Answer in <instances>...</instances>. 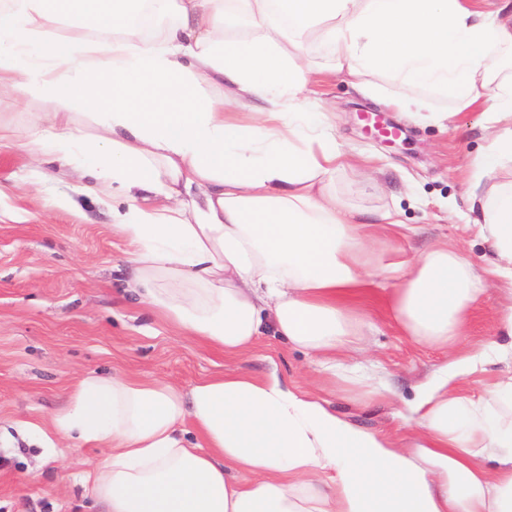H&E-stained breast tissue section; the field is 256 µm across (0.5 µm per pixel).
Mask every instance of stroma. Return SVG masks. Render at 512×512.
Wrapping results in <instances>:
<instances>
[{
	"label": "stroma",
	"mask_w": 512,
	"mask_h": 512,
	"mask_svg": "<svg viewBox=\"0 0 512 512\" xmlns=\"http://www.w3.org/2000/svg\"><path fill=\"white\" fill-rule=\"evenodd\" d=\"M323 112L336 115V140L351 153L337 172V196L367 215L396 210L411 234L394 243L422 251L442 240L463 249L477 268L488 264L487 245L467 217V175L486 142L485 115L449 113L438 122L358 93L343 75L314 84ZM38 101L0 99V124L14 130L0 145V512H107L85 474L108 451L91 444L64 455L28 437L27 423L51 427L70 405L73 383L85 376L121 374L158 381L181 390L211 376L236 371L261 377L278 370L300 389H315L317 366L304 351L273 335L248 352L232 356L186 336L129 298L124 261L127 241L112 227V200L86 192L91 174L47 179L50 157L34 160L25 132ZM397 125L395 140L369 133L364 113ZM373 156L374 166L356 160ZM501 297L496 287L471 309L463 350L483 346L494 334ZM365 315L374 325L367 357L378 367L393 402L357 404L344 393H328L337 411L366 427L397 431V411L448 355L403 336L376 308Z\"/></svg>",
	"instance_id": "35a3bbf8"
}]
</instances>
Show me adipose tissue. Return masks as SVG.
<instances>
[{
  "mask_svg": "<svg viewBox=\"0 0 512 512\" xmlns=\"http://www.w3.org/2000/svg\"><path fill=\"white\" fill-rule=\"evenodd\" d=\"M145 9L150 38L135 23ZM317 30L328 72L363 93L380 73L388 104L421 119L444 118L438 98L487 114L467 190L486 273L444 244L384 252L373 228L397 213L373 222L337 198L346 155L325 119L308 121L314 69L287 51ZM508 59L512 7L467 0H0V93L48 104L27 136L56 155L53 179L88 168L95 193L121 191L128 289L228 353L272 326L358 402L392 398L363 361L359 301L448 348L490 279L512 290V182L483 184L512 163ZM495 362L512 363V303L486 348L456 351L401 412V445L274 372L186 393L86 377L56 426L109 448L86 475L109 512H512V371L477 398L454 384Z\"/></svg>",
  "mask_w": 512,
  "mask_h": 512,
  "instance_id": "1",
  "label": "adipose tissue"
}]
</instances>
